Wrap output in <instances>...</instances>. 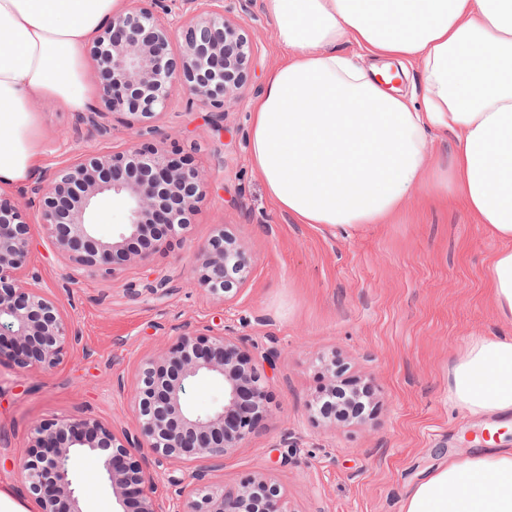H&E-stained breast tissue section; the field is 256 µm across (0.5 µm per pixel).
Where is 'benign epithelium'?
Masks as SVG:
<instances>
[{
	"label": "benign epithelium",
	"instance_id": "1",
	"mask_svg": "<svg viewBox=\"0 0 512 512\" xmlns=\"http://www.w3.org/2000/svg\"><path fill=\"white\" fill-rule=\"evenodd\" d=\"M157 0H131L112 17L90 47L99 74L98 103L82 121L100 133L119 115L133 134L129 145L107 154H81L58 169L51 181L32 188L39 198L38 223L70 263L113 279L144 261L163 240L185 230L208 186L207 175L173 158L146 121L162 112L177 91L219 112L243 98L251 42L224 12V0H192L196 14L174 18L155 12ZM181 38L180 53L169 46ZM112 196L126 205L127 222L112 239L98 236L92 213ZM30 223L20 207L0 197V355L23 368L53 369L76 342V331L54 301L31 284ZM250 272L245 251L219 230L198 247L191 283L222 298ZM326 373L324 396L336 394V361L319 358ZM224 385V404L201 414L187 394L197 379ZM309 404L334 429L355 403L345 397ZM266 376L227 329L184 327L167 352L147 359L130 390L136 433H117L88 418L43 422L33 428L31 451L16 462L34 512H83L72 460L87 453L119 506L139 500L138 512H162L151 498V477L135 461L145 453L156 463L185 468L199 459L222 458L249 440L267 411ZM177 484L169 512H291L278 488L264 478L245 481L234 493L201 484V476Z\"/></svg>",
	"mask_w": 512,
	"mask_h": 512
}]
</instances>
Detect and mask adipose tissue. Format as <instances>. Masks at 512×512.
I'll list each match as a JSON object with an SVG mask.
<instances>
[{
    "label": "adipose tissue",
    "mask_w": 512,
    "mask_h": 512,
    "mask_svg": "<svg viewBox=\"0 0 512 512\" xmlns=\"http://www.w3.org/2000/svg\"><path fill=\"white\" fill-rule=\"evenodd\" d=\"M286 60L249 105V153L274 204L300 224L382 223L415 195L454 192L497 242L494 312L512 323V0H264ZM123 0H0V186L39 168L35 101L91 106L84 46ZM356 46L353 54L345 46ZM417 65L420 93L382 86L378 61ZM454 135L430 158L426 135ZM448 401L512 415V336L471 335ZM402 512H512V448L425 472Z\"/></svg>",
    "instance_id": "obj_1"
}]
</instances>
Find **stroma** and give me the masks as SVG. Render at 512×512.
<instances>
[{
    "label": "stroma",
    "instance_id": "obj_1",
    "mask_svg": "<svg viewBox=\"0 0 512 512\" xmlns=\"http://www.w3.org/2000/svg\"><path fill=\"white\" fill-rule=\"evenodd\" d=\"M224 10L256 36L246 103L217 113L178 93L149 121L155 140L210 175L182 237L116 279L77 277L45 237L27 185L9 190L31 224L37 286L67 314L79 342L51 370L0 358V485L26 498L14 465L39 422L91 417L135 430L123 386L141 360L172 347L182 325L224 326L263 369L269 411L221 466L142 459L154 499L167 502L174 482L194 471L228 491L266 477L291 512H401L421 474L448 456L484 447L495 430L512 447V430H499V417L479 422L448 404V366L469 335L512 336L485 281L496 244L451 194L434 203L412 199L385 223L356 228L299 224L279 210L250 161L247 103L283 54L263 0H224ZM33 108L44 159L39 180L75 155L127 143L120 126L108 137L76 130L75 115L55 100ZM220 229L251 261L247 282L224 299L190 283L195 247ZM162 278L167 293L159 297L149 285ZM323 357L373 392L372 410L333 433L309 411L325 385ZM73 474L85 512H114L96 466L76 462Z\"/></svg>",
    "mask_w": 512,
    "mask_h": 512
}]
</instances>
